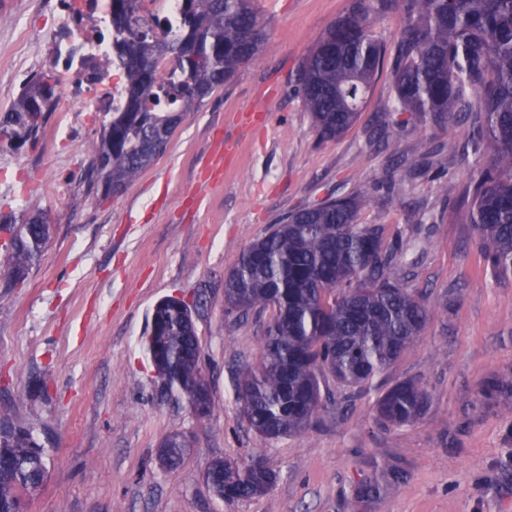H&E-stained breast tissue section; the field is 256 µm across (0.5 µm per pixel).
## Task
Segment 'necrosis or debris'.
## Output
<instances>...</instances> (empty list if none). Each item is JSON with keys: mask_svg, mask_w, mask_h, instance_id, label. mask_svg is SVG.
Here are the masks:
<instances>
[{"mask_svg": "<svg viewBox=\"0 0 512 512\" xmlns=\"http://www.w3.org/2000/svg\"><path fill=\"white\" fill-rule=\"evenodd\" d=\"M34 6L40 30L21 32L27 58L9 75L18 87L51 76L63 104L47 135L66 134L86 115L122 108L126 86L113 50L112 0H34ZM181 7L182 0H139L132 26L170 40Z\"/></svg>", "mask_w": 512, "mask_h": 512, "instance_id": "obj_1", "label": "necrosis or debris"}]
</instances>
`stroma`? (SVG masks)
<instances>
[{
    "mask_svg": "<svg viewBox=\"0 0 512 512\" xmlns=\"http://www.w3.org/2000/svg\"><path fill=\"white\" fill-rule=\"evenodd\" d=\"M269 45L258 60L185 115L166 152L119 194L88 192L90 147L108 119H90L54 147H0L22 159L25 185L0 210L45 214L51 237L23 284L0 281V414L33 426L48 477L29 512H512V397L485 400V379L512 378V279L498 278L475 243L467 204L441 179L466 184L479 163L441 152L464 125L408 123L392 111L382 70L355 125L320 139L297 71L351 0H254ZM391 148L432 168L386 188ZM224 147L223 166L212 148ZM364 193L358 221L402 247L405 288L430 309L414 347L358 392L325 377L315 425L267 439L250 430L237 373L255 363L260 317L224 310V275L242 250L289 213ZM192 311L211 392L200 421L159 380L143 341L154 306ZM413 379L431 403L415 423L375 421L381 389ZM184 432L193 451L163 469L158 450ZM264 454L278 473L266 495L226 502L206 472L217 459ZM380 496L357 492L369 481Z\"/></svg>",
    "mask_w": 512,
    "mask_h": 512,
    "instance_id": "1",
    "label": "stroma"
}]
</instances>
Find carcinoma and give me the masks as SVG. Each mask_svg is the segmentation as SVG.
<instances>
[{
	"mask_svg": "<svg viewBox=\"0 0 512 512\" xmlns=\"http://www.w3.org/2000/svg\"><path fill=\"white\" fill-rule=\"evenodd\" d=\"M405 15L391 62L394 111L420 121L459 114L469 124L468 147L492 150L488 166L463 194L477 243L495 274L512 277V0H354L321 36L297 74V88L323 139H334L357 121L385 47L371 32L370 9ZM136 0H112V29L127 82V103L91 147L89 188L107 199L122 191L163 154L188 112L268 45L252 0H185L181 25L168 43L128 34ZM170 52L174 94L154 89L156 57ZM54 98L51 79L26 87L12 111L0 117L9 146L36 140L43 112ZM422 163L409 154L393 169L411 173ZM363 195L303 207L257 239L224 276V304L246 316L275 309L258 361L238 377V399L249 427L276 439L308 430L322 406L320 378L329 375L352 389L372 385L418 340L428 306L403 288L395 247L380 228L357 223ZM51 226L42 214H0L5 238L0 270L17 285L39 261ZM145 348L159 379L210 414V392L200 364L194 320L187 305L168 298L153 310ZM512 395V382L491 378L489 400ZM431 401L420 382L402 380L374 403L381 426L420 419ZM180 433L159 449L173 469L191 452ZM47 475L34 431L0 417V512H27L28 500ZM277 473L260 453L238 465L209 468L216 496L235 500L267 493Z\"/></svg>",
	"mask_w": 512,
	"mask_h": 512,
	"instance_id": "carcinoma-1",
	"label": "carcinoma"
}]
</instances>
